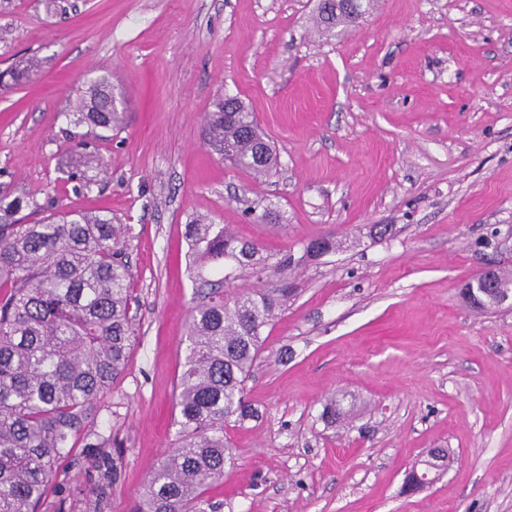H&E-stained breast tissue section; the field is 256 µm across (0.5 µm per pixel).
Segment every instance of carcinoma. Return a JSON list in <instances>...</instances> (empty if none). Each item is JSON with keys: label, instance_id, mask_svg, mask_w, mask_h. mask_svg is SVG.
<instances>
[{"label": "carcinoma", "instance_id": "1", "mask_svg": "<svg viewBox=\"0 0 512 512\" xmlns=\"http://www.w3.org/2000/svg\"><path fill=\"white\" fill-rule=\"evenodd\" d=\"M361 0H321L317 28L327 35L361 17ZM30 57L0 73L17 82L38 71ZM105 76L69 101L70 124L116 130L124 113L112 105ZM207 146L256 179L277 156L237 96L219 97L206 113ZM67 168L104 171L82 142ZM42 212L33 224L21 213ZM129 230L101 214L57 211L27 194L0 191V512H38L59 460L78 437L94 435L101 397L128 363L132 347ZM192 262L224 270L205 278L189 315V344L176 397L177 440L145 482L136 512H207L205 494L224 479L232 458L224 423L245 416L244 384L260 357L265 328L288 303V287L228 292L234 271H262L268 257L225 227L196 219L186 225ZM303 258L336 250L315 239Z\"/></svg>", "mask_w": 512, "mask_h": 512}]
</instances>
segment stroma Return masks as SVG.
Instances as JSON below:
<instances>
[{
  "mask_svg": "<svg viewBox=\"0 0 512 512\" xmlns=\"http://www.w3.org/2000/svg\"><path fill=\"white\" fill-rule=\"evenodd\" d=\"M319 4L0 0V70L43 62L0 93V186L132 227L131 355L94 447L75 441L40 512H133L175 443L196 216L274 261L340 243L232 284L293 295L245 383L250 416L225 428L218 512H512V307L462 298L487 267L512 271V0H362L331 36ZM103 76L125 122L93 139L105 169L78 190L60 166L64 111ZM222 93L275 148L266 181L205 144ZM334 399L347 415L329 424ZM434 448L449 467L406 492Z\"/></svg>",
  "mask_w": 512,
  "mask_h": 512,
  "instance_id": "35a3bbf8",
  "label": "stroma"
}]
</instances>
